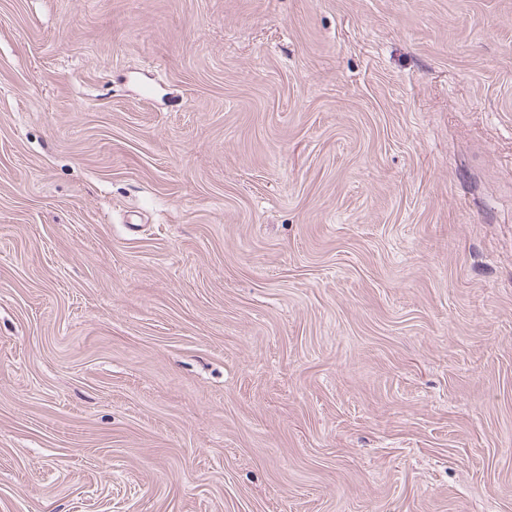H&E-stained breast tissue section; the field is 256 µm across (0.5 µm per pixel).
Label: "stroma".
Returning a JSON list of instances; mask_svg holds the SVG:
<instances>
[{
    "label": "stroma",
    "instance_id": "stroma-1",
    "mask_svg": "<svg viewBox=\"0 0 512 512\" xmlns=\"http://www.w3.org/2000/svg\"><path fill=\"white\" fill-rule=\"evenodd\" d=\"M0 512H512V0H0Z\"/></svg>",
    "mask_w": 512,
    "mask_h": 512
}]
</instances>
